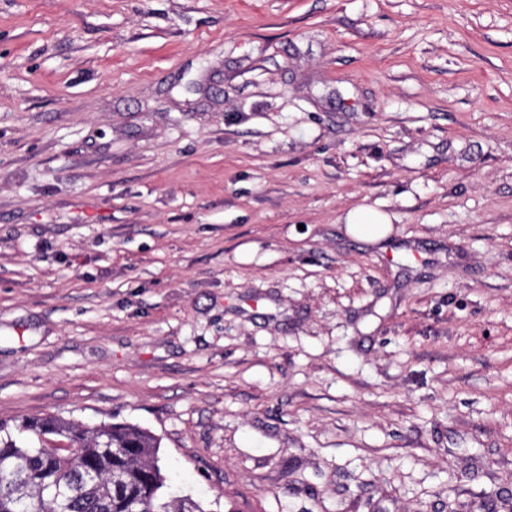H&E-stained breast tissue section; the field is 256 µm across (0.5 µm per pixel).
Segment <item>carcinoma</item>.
<instances>
[{
	"label": "carcinoma",
	"instance_id": "carcinoma-1",
	"mask_svg": "<svg viewBox=\"0 0 512 512\" xmlns=\"http://www.w3.org/2000/svg\"><path fill=\"white\" fill-rule=\"evenodd\" d=\"M53 433L74 451L50 452ZM160 440L131 423L90 427L57 415L0 421V512H205L167 491Z\"/></svg>",
	"mask_w": 512,
	"mask_h": 512
}]
</instances>
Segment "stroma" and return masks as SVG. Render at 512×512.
<instances>
[{
	"mask_svg": "<svg viewBox=\"0 0 512 512\" xmlns=\"http://www.w3.org/2000/svg\"><path fill=\"white\" fill-rule=\"evenodd\" d=\"M44 414L206 512H512V0H0V420ZM345 231L353 239L377 244L392 234L389 217L370 206L351 209L345 216Z\"/></svg>",
	"mask_w": 512,
	"mask_h": 512,
	"instance_id": "obj_1",
	"label": "stroma"
}]
</instances>
